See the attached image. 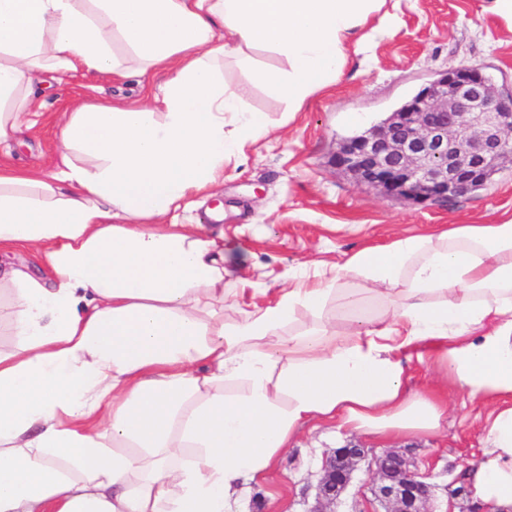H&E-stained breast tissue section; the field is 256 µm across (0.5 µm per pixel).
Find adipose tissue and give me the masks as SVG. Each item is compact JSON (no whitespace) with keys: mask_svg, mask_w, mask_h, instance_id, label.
Listing matches in <instances>:
<instances>
[{"mask_svg":"<svg viewBox=\"0 0 512 512\" xmlns=\"http://www.w3.org/2000/svg\"><path fill=\"white\" fill-rule=\"evenodd\" d=\"M386 3L0 0V139L34 109V71L168 74L160 99L64 113L53 174L0 166V512H239L307 422L440 433L448 397L408 390L412 361L489 405L468 496L512 512V217L309 260L276 288L238 244L167 221L273 132L225 64L296 114L395 27Z\"/></svg>","mask_w":512,"mask_h":512,"instance_id":"ef3b65f1","label":"adipose tissue"}]
</instances>
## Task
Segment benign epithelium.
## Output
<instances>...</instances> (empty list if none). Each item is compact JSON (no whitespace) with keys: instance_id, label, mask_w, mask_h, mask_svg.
I'll return each mask as SVG.
<instances>
[{"instance_id":"obj_1","label":"benign epithelium","mask_w":512,"mask_h":512,"mask_svg":"<svg viewBox=\"0 0 512 512\" xmlns=\"http://www.w3.org/2000/svg\"><path fill=\"white\" fill-rule=\"evenodd\" d=\"M333 163L388 200L446 204L485 187L491 167L512 165V94L476 68H455L380 124L340 141ZM363 462L385 512H429L431 485L415 462L394 451L370 458L354 442L327 458L312 512H333Z\"/></svg>"}]
</instances>
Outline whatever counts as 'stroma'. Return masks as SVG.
Wrapping results in <instances>:
<instances>
[{"instance_id": "1", "label": "stroma", "mask_w": 512, "mask_h": 512, "mask_svg": "<svg viewBox=\"0 0 512 512\" xmlns=\"http://www.w3.org/2000/svg\"><path fill=\"white\" fill-rule=\"evenodd\" d=\"M462 65L512 92V26L496 12L495 0H400L396 27L368 51L350 54L332 91L311 99L288 122L285 102L271 89L240 71H225V79L277 130L252 145L246 164L226 166L223 183L209 196L183 201L170 223L200 224L208 210L223 206L224 218L212 232L248 251L257 273L283 281L289 269L310 259L338 261L405 233L512 216V166L484 188L439 206L386 200L330 163L341 139L379 124L440 74ZM166 80L162 72L105 79L71 71L50 86L35 81L42 113L34 128L0 143V164L51 175L60 163L61 113L81 102L136 103L144 94H162ZM485 414V407L462 405L452 392L442 434L391 443L366 438L362 444L373 454L390 448L412 454L428 475L434 512H443L449 485L461 480L484 446ZM339 444L330 428L305 427L266 480L243 492L241 512H310L322 462Z\"/></svg>"}]
</instances>
